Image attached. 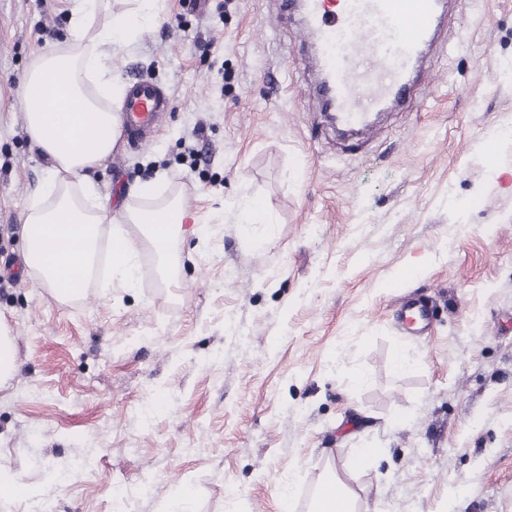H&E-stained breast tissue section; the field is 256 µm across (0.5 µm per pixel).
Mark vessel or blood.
Returning a JSON list of instances; mask_svg holds the SVG:
<instances>
[{"label":"vessel or blood","mask_w":512,"mask_h":512,"mask_svg":"<svg viewBox=\"0 0 512 512\" xmlns=\"http://www.w3.org/2000/svg\"><path fill=\"white\" fill-rule=\"evenodd\" d=\"M313 47L316 90L337 126L370 130L375 114L397 108L413 94L411 74L432 42L441 16L438 0H280ZM172 101L145 78L132 81L122 106L131 144L158 131ZM402 325L424 332L432 312L418 299L398 309Z\"/></svg>","instance_id":"1"}]
</instances>
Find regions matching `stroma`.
I'll use <instances>...</instances> for the list:
<instances>
[{
  "instance_id": "obj_1",
  "label": "stroma",
  "mask_w": 512,
  "mask_h": 512,
  "mask_svg": "<svg viewBox=\"0 0 512 512\" xmlns=\"http://www.w3.org/2000/svg\"><path fill=\"white\" fill-rule=\"evenodd\" d=\"M157 7L112 54L173 110L92 179L114 214L154 182L196 232L176 282L146 252L137 287L68 302L33 283L18 234L0 239L20 358L0 464L31 491L0 512H110L115 482L129 512H303L330 472L356 512H512V0H449L414 100L352 139L278 0ZM68 36L67 0H0V225L48 178L20 77ZM249 197L271 223L243 225ZM409 267L435 306L421 336L388 289ZM361 448L378 454L356 468Z\"/></svg>"
}]
</instances>
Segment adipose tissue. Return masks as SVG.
<instances>
[{
	"label": "adipose tissue",
	"instance_id": "ef3b65f1",
	"mask_svg": "<svg viewBox=\"0 0 512 512\" xmlns=\"http://www.w3.org/2000/svg\"><path fill=\"white\" fill-rule=\"evenodd\" d=\"M157 0H132L102 26L94 21L103 0H67L70 38L32 58L18 86V104L30 140L49 163L50 177L27 210L22 252L32 279L67 301L81 294L93 274L102 238H109L114 277L134 287L138 255L149 249L169 266L173 242L189 217L176 201L155 202V188L132 189L133 200L108 220L89 174L112 155L125 94L112 48L132 43L142 20L154 17Z\"/></svg>",
	"mask_w": 512,
	"mask_h": 512
}]
</instances>
